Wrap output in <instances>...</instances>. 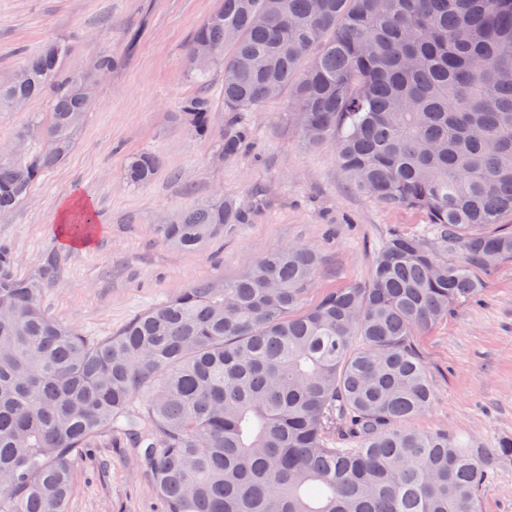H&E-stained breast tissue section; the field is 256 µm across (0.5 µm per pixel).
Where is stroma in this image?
<instances>
[{
	"label": "stroma",
	"instance_id": "35a3bbf8",
	"mask_svg": "<svg viewBox=\"0 0 512 512\" xmlns=\"http://www.w3.org/2000/svg\"><path fill=\"white\" fill-rule=\"evenodd\" d=\"M219 0H0V82L44 42L69 44L64 68L79 71L107 44L122 65L98 86L67 156L30 197L0 217V243L18 273L35 275L46 257L56 277L42 304L84 336H111L134 316L190 284L232 281L249 260L294 243L316 246L321 266L307 296L370 280L374 257L394 233L425 228L421 214L385 207L354 189L331 144L302 142L287 98L247 113L241 154L217 156L232 113L213 112L212 134L191 138L175 120L198 83L185 63L196 29ZM152 151L163 168L144 187L124 180L128 158ZM237 200L243 224H229L204 249L166 245L159 228L214 195ZM90 204L98 222L89 245L63 244L60 206ZM484 288L420 336L435 401L416 427L492 443L512 436V261L477 272ZM68 512H160L154 483L126 438H92L78 460ZM479 512H512V461L487 470Z\"/></svg>",
	"mask_w": 512,
	"mask_h": 512
}]
</instances>
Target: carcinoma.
<instances>
[{"mask_svg":"<svg viewBox=\"0 0 512 512\" xmlns=\"http://www.w3.org/2000/svg\"><path fill=\"white\" fill-rule=\"evenodd\" d=\"M213 63H192L196 46ZM64 41L29 53L25 77L0 83V111L50 96L51 119L0 156V215L26 200L69 151L96 84L120 65L63 73ZM206 85L224 71L222 104L249 112L291 93L302 138L327 142L374 201L424 215L430 233L392 234L371 280L305 303L321 263L292 244L238 279L189 285L89 340L51 317L52 260L17 275L0 244V512H67L75 455L124 431L164 512H477L487 467L512 460V438L487 445L407 423L431 407L417 337L476 299V270L512 261V0H221L187 48ZM215 102H184L188 133H209ZM248 129L230 124L219 154ZM162 159L131 156L125 179L154 180ZM244 213L216 196L161 225L198 251ZM97 213L67 225L84 235ZM457 249L463 260L442 253ZM142 397L138 411L133 398Z\"/></svg>","mask_w":512,"mask_h":512,"instance_id":"carcinoma-1","label":"carcinoma"}]
</instances>
